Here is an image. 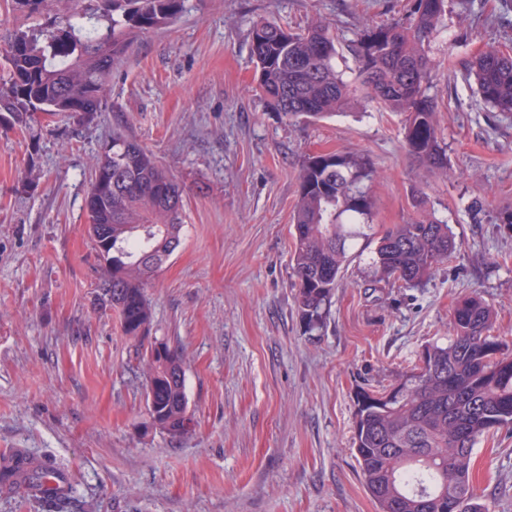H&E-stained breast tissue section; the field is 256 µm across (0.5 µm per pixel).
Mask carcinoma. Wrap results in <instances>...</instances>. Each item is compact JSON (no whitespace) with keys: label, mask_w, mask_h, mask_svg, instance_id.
Instances as JSON below:
<instances>
[{"label":"carcinoma","mask_w":512,"mask_h":512,"mask_svg":"<svg viewBox=\"0 0 512 512\" xmlns=\"http://www.w3.org/2000/svg\"><path fill=\"white\" fill-rule=\"evenodd\" d=\"M16 10L52 20L17 30L6 43L7 77L0 80V130L31 129V114H67L76 124L103 112L107 78L131 46V35L176 20L186 0H12ZM448 11V0H412L404 17L369 25L349 45L354 82L336 71L332 28L316 21L300 32L257 21L251 55L257 84L269 105L288 119L318 120L343 111L356 97L406 116L411 156L431 170H448L437 132V103L429 94L428 43ZM107 22L106 30L97 22ZM477 93L492 111L512 113V55L490 48L469 64ZM85 197L87 232L105 276L100 299L114 302L124 335L145 349L152 308L145 288L154 270L148 253L172 255L180 244L182 187L137 139L112 132V151L90 162ZM371 162L353 152L313 153L299 174L293 214L291 265L297 313L305 333L321 331L343 269L359 241L370 239ZM457 249L449 225L432 216L396 224L370 256L375 281L415 288ZM493 312L477 296L461 297L452 313L448 344L427 347V359L405 376L392 401L369 402L356 393L352 451L365 490L379 512H486L470 486L473 450L480 438L512 428V348L489 335ZM163 363L145 359L143 375L155 393L150 416L172 438L191 434L182 354L163 344ZM28 457L0 455V483Z\"/></svg>","instance_id":"obj_1"}]
</instances>
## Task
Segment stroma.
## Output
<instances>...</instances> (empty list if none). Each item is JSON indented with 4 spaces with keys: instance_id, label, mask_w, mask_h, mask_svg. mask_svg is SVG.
I'll use <instances>...</instances> for the list:
<instances>
[{
    "instance_id": "35a3bbf8",
    "label": "stroma",
    "mask_w": 512,
    "mask_h": 512,
    "mask_svg": "<svg viewBox=\"0 0 512 512\" xmlns=\"http://www.w3.org/2000/svg\"><path fill=\"white\" fill-rule=\"evenodd\" d=\"M407 2L188 0L173 24L137 34L95 122L0 133V451L64 473L68 512H377L351 450L357 391L391 387L447 343L466 294L512 345V224L498 221L512 207V114L489 111L466 78L489 46L512 51L500 0H448L425 47L447 172L408 154L401 113L362 99L290 121L255 90L252 21L328 23L349 76L350 42ZM116 128L183 189L181 244L146 287L151 338L185 359L195 427L181 439L152 428L133 343L98 302L83 204L90 159ZM331 151L376 168L375 232L430 213L458 248L414 289L373 282L368 256L352 259L310 336L292 216L303 157ZM472 480L489 512H512V430L477 443Z\"/></svg>"
}]
</instances>
